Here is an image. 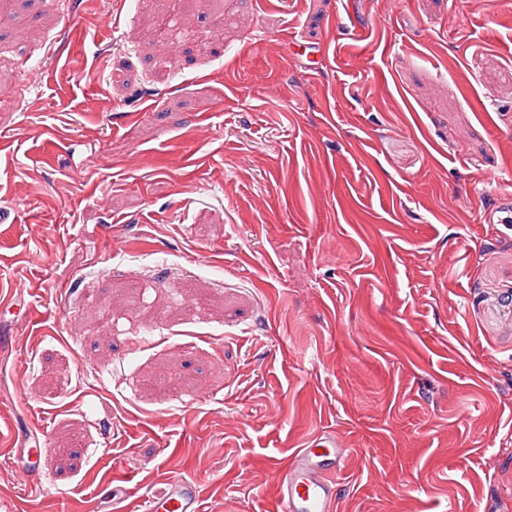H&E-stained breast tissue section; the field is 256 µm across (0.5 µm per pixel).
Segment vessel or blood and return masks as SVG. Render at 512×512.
<instances>
[{"mask_svg": "<svg viewBox=\"0 0 512 512\" xmlns=\"http://www.w3.org/2000/svg\"><path fill=\"white\" fill-rule=\"evenodd\" d=\"M487 224L512 225V196L503 195L484 211ZM345 448L333 439H317L295 449L276 470L278 497L275 512H338L339 491L334 479L346 458ZM148 512H202L198 485L171 476L161 497L151 499Z\"/></svg>", "mask_w": 512, "mask_h": 512, "instance_id": "b4317fda", "label": "vessel or blood"}]
</instances>
